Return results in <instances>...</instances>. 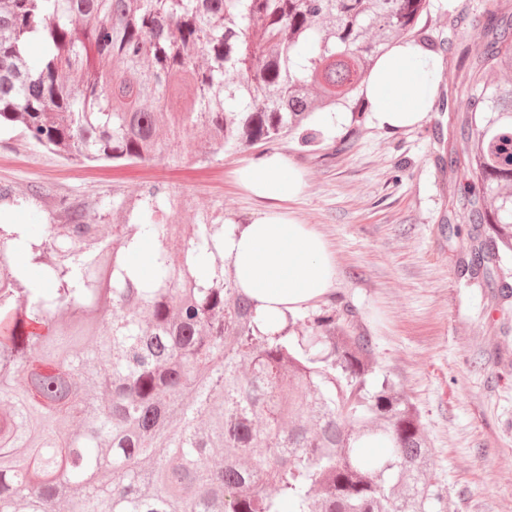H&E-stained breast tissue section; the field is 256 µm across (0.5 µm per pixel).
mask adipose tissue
<instances>
[{
	"instance_id": "ef3b65f1",
	"label": "adipose tissue",
	"mask_w": 512,
	"mask_h": 512,
	"mask_svg": "<svg viewBox=\"0 0 512 512\" xmlns=\"http://www.w3.org/2000/svg\"><path fill=\"white\" fill-rule=\"evenodd\" d=\"M442 68L441 58L428 56L414 41L390 46L361 83L374 123L395 131L422 125ZM238 181L266 208L250 223L225 228L224 255L238 286L255 302L260 328L275 330L330 291L337 263L312 225L273 209L306 188L303 171L283 154L256 155L239 168Z\"/></svg>"
}]
</instances>
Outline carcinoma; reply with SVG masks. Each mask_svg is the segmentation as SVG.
Returning <instances> with one entry per match:
<instances>
[{
  "instance_id": "obj_1",
  "label": "carcinoma",
  "mask_w": 512,
  "mask_h": 512,
  "mask_svg": "<svg viewBox=\"0 0 512 512\" xmlns=\"http://www.w3.org/2000/svg\"><path fill=\"white\" fill-rule=\"evenodd\" d=\"M430 0H0V125L76 162L202 160L346 106L399 36L443 50ZM458 115L462 271L512 251V10L487 0ZM61 220L0 224V512H432L412 405L336 306L262 331L219 256L224 225L164 221L162 184ZM157 243L143 284L124 260ZM180 248L172 251L169 241ZM43 270L32 280L28 265ZM109 318L98 320L101 310Z\"/></svg>"
}]
</instances>
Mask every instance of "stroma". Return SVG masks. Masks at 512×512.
<instances>
[{
    "mask_svg": "<svg viewBox=\"0 0 512 512\" xmlns=\"http://www.w3.org/2000/svg\"><path fill=\"white\" fill-rule=\"evenodd\" d=\"M484 10L485 0H431L429 33L452 47L442 53V101L422 126L389 131L365 112L330 126L317 117L316 143L304 144L299 129L270 146L307 181L282 212L312 225L335 256L338 277L322 302L349 306L341 324L371 337L368 387L390 380L417 410L447 512H512V305L501 308L489 288L461 271L454 212L464 167L440 163L468 92L461 52L479 51ZM462 11L467 20L459 25ZM264 148H230L203 163L190 155L177 164L75 166L4 129L0 185L85 202L89 221L99 223L112 199L162 182L179 193L169 223L190 224L208 210L224 223L246 224L262 206L237 170Z\"/></svg>",
    "mask_w": 512,
    "mask_h": 512,
    "instance_id": "obj_1",
    "label": "stroma"
}]
</instances>
